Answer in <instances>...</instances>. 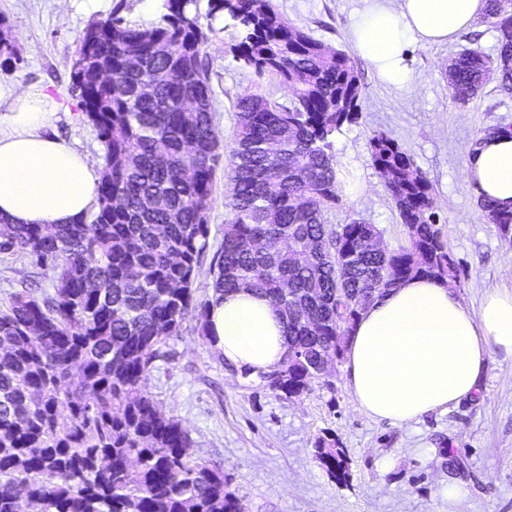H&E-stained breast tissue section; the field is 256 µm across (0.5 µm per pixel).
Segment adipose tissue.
Returning <instances> with one entry per match:
<instances>
[{
    "mask_svg": "<svg viewBox=\"0 0 512 512\" xmlns=\"http://www.w3.org/2000/svg\"><path fill=\"white\" fill-rule=\"evenodd\" d=\"M352 30L359 53L402 85L409 44L440 45L483 20L486 0H366ZM59 108L45 88L0 84V220L76 224L97 210L100 169L46 124ZM465 179L476 199L512 210V134H479ZM209 345L252 375L282 365L288 326L265 298L241 288L211 301ZM512 361V292L471 309L453 289L413 278L370 304L350 334L345 366L360 412L397 427L473 397L492 358Z\"/></svg>",
    "mask_w": 512,
    "mask_h": 512,
    "instance_id": "obj_1",
    "label": "adipose tissue"
}]
</instances>
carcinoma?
<instances>
[{"label": "carcinoma", "mask_w": 512, "mask_h": 512, "mask_svg": "<svg viewBox=\"0 0 512 512\" xmlns=\"http://www.w3.org/2000/svg\"><path fill=\"white\" fill-rule=\"evenodd\" d=\"M163 0L160 22L117 14L79 39L71 92L104 144L99 207L77 224H0V253L55 272L53 292L14 293L0 307V512H245L224 468L195 457L182 422L146 391L187 320L207 336L210 300L194 299L207 248L215 173L224 164L228 219L213 292L249 288L288 319V355L261 382L299 398L335 372L363 308L401 281L459 279L430 182L385 132L371 159L408 244L374 248L377 228L327 223L340 202L336 133L357 122L363 90L349 56L293 26L270 0ZM229 18L234 57L291 95L237 98L228 154L214 127L202 16ZM494 57L475 49L448 63L461 104L494 74L512 92V0H487ZM112 82L98 81L102 70ZM480 207L512 241V211ZM316 458L348 478L336 440Z\"/></svg>", "instance_id": "obj_1"}]
</instances>
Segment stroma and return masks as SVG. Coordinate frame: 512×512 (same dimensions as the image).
Here are the masks:
<instances>
[{"mask_svg":"<svg viewBox=\"0 0 512 512\" xmlns=\"http://www.w3.org/2000/svg\"><path fill=\"white\" fill-rule=\"evenodd\" d=\"M133 25L151 26L162 0H0V34L14 45L0 59V82L22 89H47L60 108L50 129L92 160L104 150L95 126L68 92L79 38L92 22L111 16L117 2ZM293 25L327 46L344 50L362 87L361 116L344 126L333 151L351 176L341 202L327 214L331 224L357 218L375 225L389 251L406 245L408 234L369 140L383 131L406 148L433 187L443 234L461 264L455 292L472 305L494 289L512 290V244L502 240L474 200L465 180L467 154L477 134L512 127V94L496 78L466 105L453 102L444 77L450 56L477 49L494 54L497 33L489 23L458 34L443 45H410L405 64L412 80L383 82L355 50L351 28L364 0H271ZM206 47L211 64L214 126L221 147L234 140L237 97L274 91L288 94L272 78L242 66L231 51L233 29L216 17ZM54 272L22 256L0 253V305L18 290L51 292ZM171 357L158 361L146 389L159 406L182 422L194 441V456L221 465L229 489L245 512H512V362L489 363L475 397L445 412L426 414L399 428L357 411L344 361L330 384L314 385L287 399L231 370L186 321L170 342ZM335 440L347 457L349 480L336 483L315 457L314 442ZM462 488L449 501V487Z\"/></svg>","mask_w":512,"mask_h":512,"instance_id":"stroma-1","label":"stroma"}]
</instances>
